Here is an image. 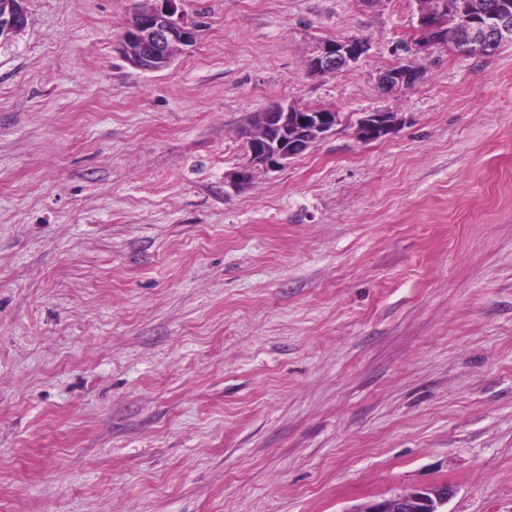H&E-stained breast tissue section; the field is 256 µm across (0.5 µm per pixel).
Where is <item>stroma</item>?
<instances>
[{"label": "stroma", "instance_id": "stroma-1", "mask_svg": "<svg viewBox=\"0 0 512 512\" xmlns=\"http://www.w3.org/2000/svg\"><path fill=\"white\" fill-rule=\"evenodd\" d=\"M146 4L27 0L0 45V512H512V48L415 54L416 0H178L198 40L145 72ZM276 101L341 122L234 188ZM366 49V43L353 39L323 41L309 60V72L318 76L334 74L355 63ZM420 77L418 69L408 65L397 66L381 72L378 82L384 89H403L411 87ZM395 129L394 114L377 108L358 120V131L362 139L370 141L387 136ZM454 493L451 485L419 486L407 492L377 497L362 510L351 512H443L440 508Z\"/></svg>", "mask_w": 512, "mask_h": 512}]
</instances>
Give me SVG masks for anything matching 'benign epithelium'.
<instances>
[{"label": "benign epithelium", "mask_w": 512, "mask_h": 512, "mask_svg": "<svg viewBox=\"0 0 512 512\" xmlns=\"http://www.w3.org/2000/svg\"><path fill=\"white\" fill-rule=\"evenodd\" d=\"M26 0H0V43L22 32L28 22ZM468 22L461 25L459 36L470 47L480 48L492 41L512 39V20L485 9L480 0L467 7ZM197 40L196 25L177 14L176 0H153L147 9L133 11L119 40L120 56L133 68L158 72L170 67L175 46L187 47ZM367 44L353 39L326 40L317 47L308 63L309 72L324 76L334 74L355 63ZM419 70L408 65L381 72L378 82L385 89H403L415 84ZM268 136L249 148V163L234 172V187L245 185L258 167L283 166L304 153L313 143L336 130L340 123L337 112L325 108H300L293 103H274L260 112ZM395 129L394 114L382 108L370 111L358 120L362 139L384 137ZM453 486L432 484L403 493L377 497L360 512H442L454 495Z\"/></svg>", "instance_id": "benign-epithelium-1"}]
</instances>
